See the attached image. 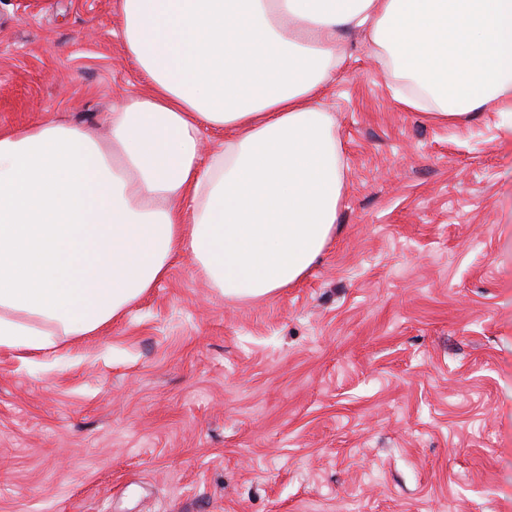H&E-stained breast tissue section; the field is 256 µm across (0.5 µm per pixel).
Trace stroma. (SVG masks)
I'll return each mask as SVG.
<instances>
[{
  "label": "stroma",
  "instance_id": "35a3bbf8",
  "mask_svg": "<svg viewBox=\"0 0 512 512\" xmlns=\"http://www.w3.org/2000/svg\"><path fill=\"white\" fill-rule=\"evenodd\" d=\"M118 0H0V129L144 84ZM345 192L306 277L229 301L178 257L104 328L0 348V512H512V117L397 104L352 36Z\"/></svg>",
  "mask_w": 512,
  "mask_h": 512
}]
</instances>
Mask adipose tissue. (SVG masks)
Here are the masks:
<instances>
[{
  "label": "adipose tissue",
  "mask_w": 512,
  "mask_h": 512,
  "mask_svg": "<svg viewBox=\"0 0 512 512\" xmlns=\"http://www.w3.org/2000/svg\"><path fill=\"white\" fill-rule=\"evenodd\" d=\"M147 83L110 135L0 131V347L94 332L190 255L226 299L299 282L344 194L318 99L363 33L395 98L436 123L512 105V0H119ZM224 134L204 153V130Z\"/></svg>",
  "instance_id": "ef3b65f1"
}]
</instances>
